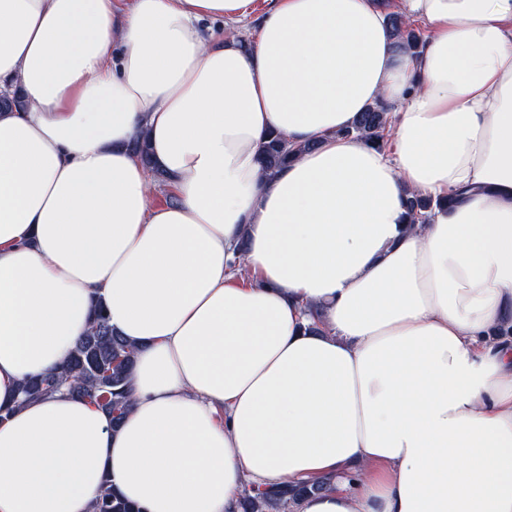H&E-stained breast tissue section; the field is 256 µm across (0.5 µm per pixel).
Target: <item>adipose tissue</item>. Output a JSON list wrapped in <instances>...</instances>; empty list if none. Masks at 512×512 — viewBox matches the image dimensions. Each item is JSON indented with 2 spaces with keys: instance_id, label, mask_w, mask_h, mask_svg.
Here are the masks:
<instances>
[{
  "instance_id": "ef3b65f1",
  "label": "adipose tissue",
  "mask_w": 512,
  "mask_h": 512,
  "mask_svg": "<svg viewBox=\"0 0 512 512\" xmlns=\"http://www.w3.org/2000/svg\"><path fill=\"white\" fill-rule=\"evenodd\" d=\"M265 2L0 0V512L106 479L140 512L316 480L293 512H512V0ZM381 100L386 149L340 136ZM272 131L299 153L268 175ZM97 300L137 350L124 421L18 405ZM387 22L393 35L398 39L399 45H403L410 50L416 48L422 42L420 32L412 25L403 21L397 13L388 14ZM448 200L451 201L452 198L448 197L445 199H432L430 197H421L415 194H411L407 197L406 203L413 220L420 223H425L431 211L435 208H440L443 205H447Z\"/></svg>"
}]
</instances>
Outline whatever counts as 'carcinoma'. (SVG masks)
<instances>
[{
    "label": "carcinoma",
    "instance_id": "carcinoma-1",
    "mask_svg": "<svg viewBox=\"0 0 512 512\" xmlns=\"http://www.w3.org/2000/svg\"><path fill=\"white\" fill-rule=\"evenodd\" d=\"M394 36L407 49L422 42L420 32L403 21L396 13L387 16ZM388 109L376 102L343 131L378 148L387 145ZM298 150L278 133H270L261 146L259 161L263 170L273 173L295 159ZM413 220L427 221L431 211L448 204V199H432L411 194L406 199ZM135 348L127 340L114 333L109 325L101 302H96L89 332L73 350L70 359L61 370L45 376L30 378L19 385V404L55 393H67L101 407L112 416V426L119 425L132 405V372ZM324 482L317 481L312 487L260 488L252 487L245 497V512H292L299 498L310 491H318ZM92 512H139L125 501L109 481H103Z\"/></svg>",
    "mask_w": 512,
    "mask_h": 512
}]
</instances>
